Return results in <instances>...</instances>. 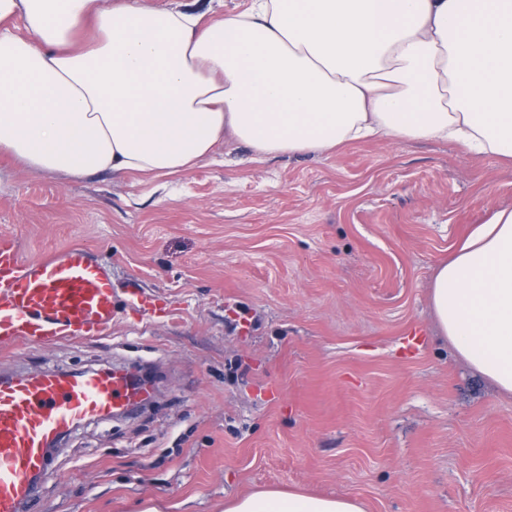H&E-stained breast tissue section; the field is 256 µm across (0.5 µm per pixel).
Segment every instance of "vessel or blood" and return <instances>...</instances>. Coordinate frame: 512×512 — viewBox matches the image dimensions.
<instances>
[{
  "label": "vessel or blood",
  "instance_id": "1",
  "mask_svg": "<svg viewBox=\"0 0 512 512\" xmlns=\"http://www.w3.org/2000/svg\"><path fill=\"white\" fill-rule=\"evenodd\" d=\"M157 311L134 285L112 286V266L82 248L23 260L0 236V349L96 337L119 313ZM148 392L127 371L47 369L0 375V512H31L54 442L79 427L136 410Z\"/></svg>",
  "mask_w": 512,
  "mask_h": 512
}]
</instances>
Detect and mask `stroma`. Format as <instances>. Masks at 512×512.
Segmentation results:
<instances>
[{
  "instance_id": "stroma-1",
  "label": "stroma",
  "mask_w": 512,
  "mask_h": 512,
  "mask_svg": "<svg viewBox=\"0 0 512 512\" xmlns=\"http://www.w3.org/2000/svg\"><path fill=\"white\" fill-rule=\"evenodd\" d=\"M512 208V168L454 143L359 140L252 159L219 142L153 181L72 179L0 154V235L81 247L169 318L0 352V370L125 367L136 414L55 444L32 512H224L261 489L365 512H512V395L437 329L430 283Z\"/></svg>"
}]
</instances>
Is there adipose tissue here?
<instances>
[{"instance_id":"obj_1","label":"adipose tissue","mask_w":512,"mask_h":512,"mask_svg":"<svg viewBox=\"0 0 512 512\" xmlns=\"http://www.w3.org/2000/svg\"><path fill=\"white\" fill-rule=\"evenodd\" d=\"M91 23L95 38L78 30ZM230 138L257 159L374 138L512 164V0H0V152L72 177L181 174ZM438 329L512 394V208L438 267ZM225 512H365L259 490ZM149 2L161 5L167 3L174 5H190L199 12H206V17H217L224 13L240 10L244 7L246 0H149Z\"/></svg>"}]
</instances>
